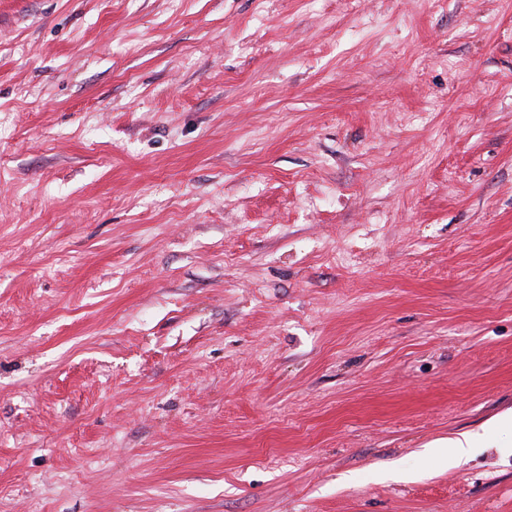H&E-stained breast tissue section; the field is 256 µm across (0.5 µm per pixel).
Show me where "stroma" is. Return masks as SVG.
Instances as JSON below:
<instances>
[{
	"label": "stroma",
	"mask_w": 512,
	"mask_h": 512,
	"mask_svg": "<svg viewBox=\"0 0 512 512\" xmlns=\"http://www.w3.org/2000/svg\"><path fill=\"white\" fill-rule=\"evenodd\" d=\"M511 409L512 0H0V512H512ZM479 433H473L469 431L460 432L454 437L440 440L439 443L434 445V449L439 448H454V459L460 463L462 460H467L470 449L474 443V440Z\"/></svg>",
	"instance_id": "obj_1"
}]
</instances>
